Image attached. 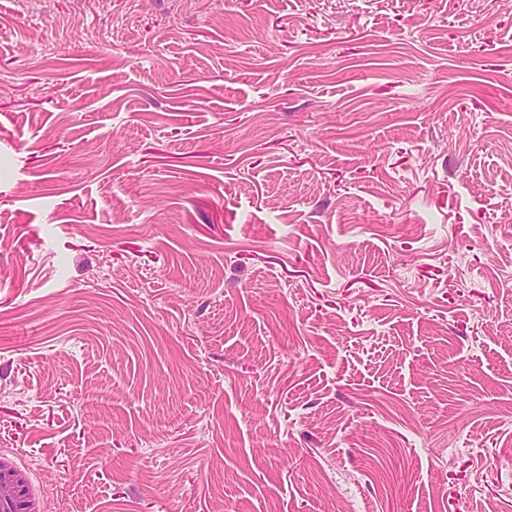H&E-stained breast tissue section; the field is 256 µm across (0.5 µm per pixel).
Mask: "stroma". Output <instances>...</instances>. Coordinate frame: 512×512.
I'll return each mask as SVG.
<instances>
[{
  "label": "stroma",
  "instance_id": "stroma-1",
  "mask_svg": "<svg viewBox=\"0 0 512 512\" xmlns=\"http://www.w3.org/2000/svg\"><path fill=\"white\" fill-rule=\"evenodd\" d=\"M0 459L512 512V0H0Z\"/></svg>",
  "mask_w": 512,
  "mask_h": 512
}]
</instances>
